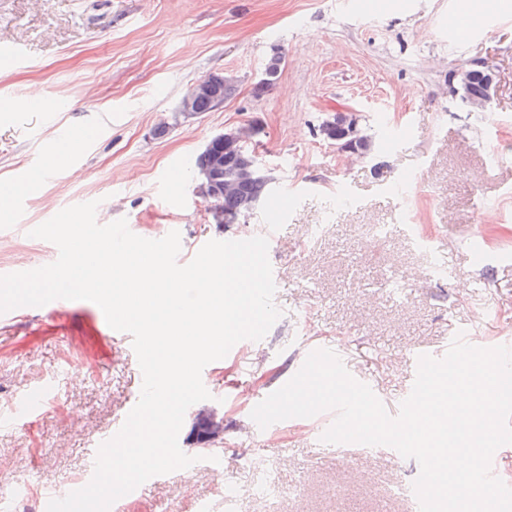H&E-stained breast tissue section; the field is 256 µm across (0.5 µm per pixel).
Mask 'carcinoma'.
Masks as SVG:
<instances>
[{
	"label": "carcinoma",
	"instance_id": "obj_1",
	"mask_svg": "<svg viewBox=\"0 0 512 512\" xmlns=\"http://www.w3.org/2000/svg\"><path fill=\"white\" fill-rule=\"evenodd\" d=\"M320 135L331 142L351 143V148L367 155L372 148L371 139L361 134L357 121L338 115L324 121L319 127ZM254 149L246 152L236 150L224 152V182L233 184V190L224 194L220 206L229 215H244L256 202L269 192L270 178H259L253 174L251 166Z\"/></svg>",
	"mask_w": 512,
	"mask_h": 512
}]
</instances>
